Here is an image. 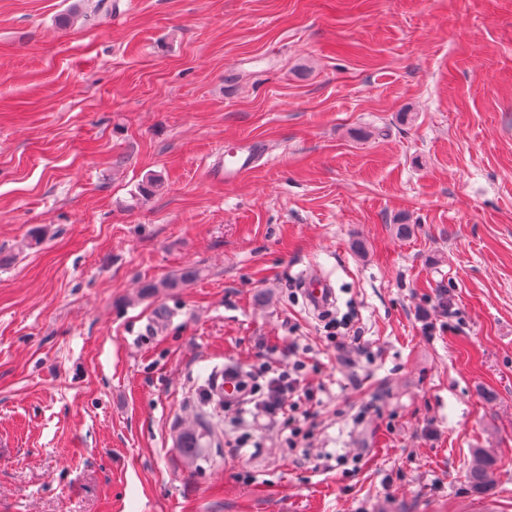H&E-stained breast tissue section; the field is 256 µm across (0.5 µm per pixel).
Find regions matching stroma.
<instances>
[{
	"mask_svg": "<svg viewBox=\"0 0 512 512\" xmlns=\"http://www.w3.org/2000/svg\"><path fill=\"white\" fill-rule=\"evenodd\" d=\"M73 2L0 0V512H512V0ZM297 359L296 445L206 398ZM260 155V148L245 140H240L234 147L224 151V167L220 173L224 181L236 179L245 171L250 170ZM306 288L313 306L318 308L329 303L332 298V288L325 279L320 277L307 278ZM497 459L487 448H476L467 472L468 483L474 489H485L494 484Z\"/></svg>",
	"mask_w": 512,
	"mask_h": 512,
	"instance_id": "1",
	"label": "stroma"
}]
</instances>
